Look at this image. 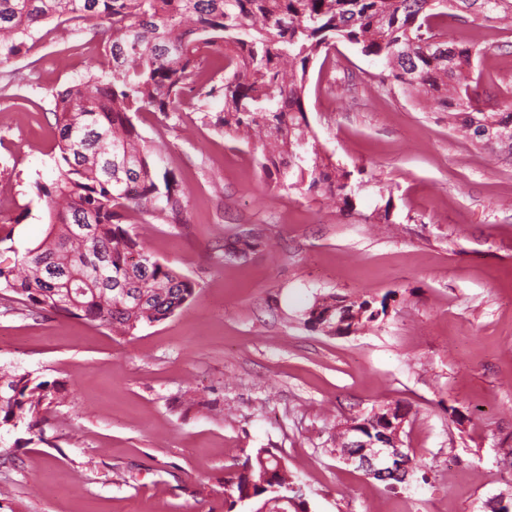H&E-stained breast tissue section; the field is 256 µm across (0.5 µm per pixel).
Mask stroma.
<instances>
[{
	"label": "stroma",
	"instance_id": "obj_1",
	"mask_svg": "<svg viewBox=\"0 0 512 512\" xmlns=\"http://www.w3.org/2000/svg\"><path fill=\"white\" fill-rule=\"evenodd\" d=\"M448 26L480 49L479 104L496 109L512 96V26ZM102 53L91 23L50 22L0 65L2 264L45 235L29 185L57 176L54 95ZM196 106L187 93L177 111L132 118L177 181L185 223H125L194 282L187 306L121 338L0 289V373L61 388L40 413L44 441L0 432V512H250L228 507L224 478L261 448L298 475L308 512H493L512 499V156L462 137L384 58L343 41L311 65L304 95L305 148L351 171L343 191L280 187L258 142L215 128L223 100ZM240 238L247 254L225 255ZM329 296L383 300L387 314L351 334L309 323ZM394 406L414 462L391 489L346 464L336 439Z\"/></svg>",
	"mask_w": 512,
	"mask_h": 512
}]
</instances>
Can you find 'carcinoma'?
I'll use <instances>...</instances> for the list:
<instances>
[{"instance_id": "cac0c4a2", "label": "carcinoma", "mask_w": 512, "mask_h": 512, "mask_svg": "<svg viewBox=\"0 0 512 512\" xmlns=\"http://www.w3.org/2000/svg\"><path fill=\"white\" fill-rule=\"evenodd\" d=\"M512 19V0H0V63L18 56L42 24L66 17L92 21L103 36L102 74H89L55 97L53 137L58 176L31 184L48 211L44 239L0 265V288L30 306L100 322L119 336L182 310L192 281L139 245L122 227L136 211L179 223L186 206L176 181L157 178L152 150L132 122L144 109L171 112L189 80L220 62L221 82L199 85L203 111L224 100L215 127L266 142L260 168L288 153L280 185L332 188L349 173L318 152L297 149L308 135L304 95L310 65L338 41L366 56H383L405 89L445 105L448 120L483 144L512 136V97L483 110L475 96L473 59L479 50L444 39L448 19ZM355 327L386 314L369 301ZM54 385L29 373L0 377V429L26 425L53 396ZM244 470L224 479L230 505L251 512H308L290 500L295 484L274 453L260 448Z\"/></svg>"}]
</instances>
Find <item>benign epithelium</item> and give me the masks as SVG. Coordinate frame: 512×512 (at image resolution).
I'll list each match as a JSON object with an SVG mask.
<instances>
[{
	"mask_svg": "<svg viewBox=\"0 0 512 512\" xmlns=\"http://www.w3.org/2000/svg\"><path fill=\"white\" fill-rule=\"evenodd\" d=\"M405 419L406 412L394 407L375 413L365 422L351 424L343 436L344 461L381 482L406 479L409 452L401 447L399 439Z\"/></svg>",
	"mask_w": 512,
	"mask_h": 512,
	"instance_id": "1",
	"label": "benign epithelium"
}]
</instances>
